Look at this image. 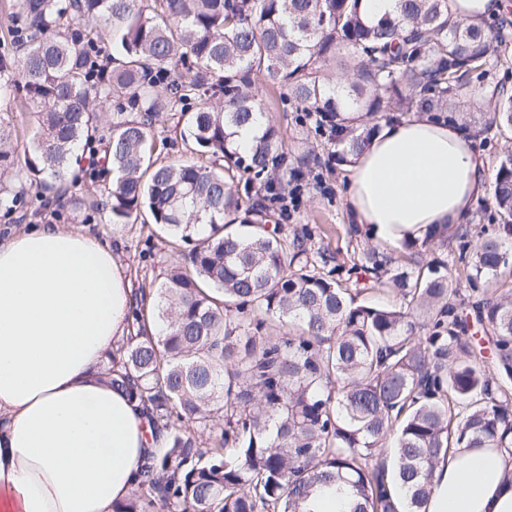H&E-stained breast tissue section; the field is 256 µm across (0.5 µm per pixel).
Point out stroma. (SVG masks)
Returning <instances> with one entry per match:
<instances>
[{"label":"stroma","instance_id":"35a3bbf8","mask_svg":"<svg viewBox=\"0 0 512 512\" xmlns=\"http://www.w3.org/2000/svg\"><path fill=\"white\" fill-rule=\"evenodd\" d=\"M486 70L487 86L475 94L480 106L472 110L469 128L486 160L489 173L493 174L500 160L512 154V138L501 137L488 129L492 115V85L503 83L512 90V44L500 59L488 62ZM252 81L263 99L268 124L276 128L282 139L289 157V170L299 169L304 174L302 182L291 180L283 183L288 209L284 212L271 209L274 222L281 224L282 233L287 237L308 229L315 249L330 255L333 264L351 268L357 260L356 250L361 249L366 240L351 231L352 221L344 205L347 169L337 157L336 144L327 132L319 130L314 121L307 119L305 113L297 111L284 89L272 87L260 74L253 75ZM1 112L9 116L8 129L15 146V168L0 174V186L23 191L25 206L9 214L0 210V235L21 231L30 224L44 223L57 224L67 230L89 231L117 246L123 272L135 293L157 288L161 267L182 261L188 251L186 244L151 223L139 220L125 224L109 223L102 213L89 207L77 211L70 208L40 209L34 191L23 189L14 174L15 169L23 168L31 150L34 118L6 97L0 99ZM154 133L159 161L176 165L191 159V149L175 113L167 112L160 116ZM306 152L311 155L310 164L298 168L296 158Z\"/></svg>","mask_w":512,"mask_h":512}]
</instances>
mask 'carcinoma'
<instances>
[{"instance_id":"cac0c4a2","label":"carcinoma","mask_w":512,"mask_h":512,"mask_svg":"<svg viewBox=\"0 0 512 512\" xmlns=\"http://www.w3.org/2000/svg\"><path fill=\"white\" fill-rule=\"evenodd\" d=\"M360 0H13L16 54L0 56V96L24 92L36 142L17 175L39 207L59 206L79 147L104 144L109 166L89 180L113 224L146 213L188 247L138 332L103 367L112 388L143 404L165 452L114 512H310L325 486L349 487L348 512H425L438 463L455 448L512 455V297L483 292L472 311L489 328L495 367L477 363L451 274L397 263L378 246L353 269L386 282L403 306L356 303L324 270L309 230L288 239L266 224L254 178L288 173L275 129L251 149L239 129L262 111L251 75L288 90L302 112H325L349 156L376 134L348 112L415 104L457 112L503 43L485 23L453 18L449 0H398L368 21ZM107 37L111 51L99 54ZM336 65L345 82H331ZM178 112L193 150L222 167L154 160V125ZM491 124L512 132V92L496 88ZM0 115V167L12 140ZM500 223L469 238L427 228L403 249L456 238V262L478 289L509 267L512 154L491 184ZM393 454H388V442Z\"/></svg>"}]
</instances>
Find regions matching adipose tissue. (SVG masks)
I'll list each match as a JSON object with an SVG mask.
<instances>
[{
	"label": "adipose tissue",
	"mask_w": 512,
	"mask_h": 512,
	"mask_svg": "<svg viewBox=\"0 0 512 512\" xmlns=\"http://www.w3.org/2000/svg\"><path fill=\"white\" fill-rule=\"evenodd\" d=\"M348 170L350 215L392 247L463 223L487 188L473 133L426 116L387 123ZM133 305L110 244L56 224L0 238V512H113L137 488L148 413L101 377ZM511 466L456 449L426 512H512Z\"/></svg>",
	"instance_id": "1"
}]
</instances>
